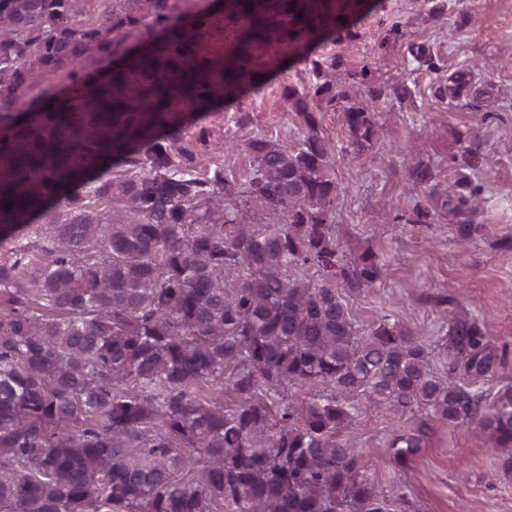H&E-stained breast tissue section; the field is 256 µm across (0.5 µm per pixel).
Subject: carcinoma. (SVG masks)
Wrapping results in <instances>:
<instances>
[{
  "label": "carcinoma",
  "instance_id": "1",
  "mask_svg": "<svg viewBox=\"0 0 512 512\" xmlns=\"http://www.w3.org/2000/svg\"><path fill=\"white\" fill-rule=\"evenodd\" d=\"M0 0V512H388L355 449L340 436L362 391L398 411L420 401L455 424L489 430L512 470V390L490 406L435 379L426 347L407 328L358 336L336 289L288 275L313 261L359 284L380 276L376 256L336 274L332 210L338 186L316 113L292 90L306 134L289 150L255 134L250 193L282 219L248 224L224 195V176L193 174L188 117L261 86L255 59L282 38L293 61L311 46L356 37L349 0H237L236 42L203 55L210 25L199 12L155 50L112 69L77 97L39 96L22 118L18 91L44 76L78 80L93 53L113 56L169 0ZM312 61V60H310ZM312 61L314 95L347 98L356 75ZM351 146L377 136L366 106L344 111ZM178 149L184 165L171 161ZM458 181L441 206L476 210ZM457 363L484 377L496 356L478 322L448 318ZM308 398L280 414L270 391ZM239 398L224 407V390ZM422 433L389 443L406 467ZM190 474L189 479L181 473Z\"/></svg>",
  "mask_w": 512,
  "mask_h": 512
}]
</instances>
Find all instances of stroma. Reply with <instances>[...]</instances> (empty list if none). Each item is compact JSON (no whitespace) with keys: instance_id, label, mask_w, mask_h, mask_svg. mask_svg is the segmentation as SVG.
Segmentation results:
<instances>
[{"instance_id":"stroma-1","label":"stroma","mask_w":512,"mask_h":512,"mask_svg":"<svg viewBox=\"0 0 512 512\" xmlns=\"http://www.w3.org/2000/svg\"><path fill=\"white\" fill-rule=\"evenodd\" d=\"M378 0L354 24L355 39H327L312 58H336L352 72L370 68L367 83L327 103L315 97L309 64L288 60V45L266 51L280 68L257 90H247L210 115L188 120L185 138L206 134L210 143L196 160L197 177L224 174V192L245 206L254 223H275L274 213L248 191L253 161L248 152H222L218 143L254 132L288 148L304 136L297 112L288 108L287 89L308 97L318 134L329 141V172L341 192L333 209L336 263L352 267L373 252L382 267L372 284L335 278L333 285L359 335L382 323L409 328L429 353L433 376L447 380L448 327L444 312L476 320L497 355L488 376L455 377L492 405L512 389V0ZM423 49L425 57L415 58ZM463 76L459 96L451 78ZM406 87L399 98L391 85ZM370 105L378 134L358 153L350 146L344 111ZM249 116L240 125L241 116ZM429 166L432 179L415 184L410 171ZM468 181L485 200L471 217L472 235L461 246L458 219L437 203L449 185ZM363 412L342 436L366 463L389 512H512V473L491 434L480 427L437 418L418 403L404 411L365 408V396L348 395ZM423 429L419 456L397 466L387 445L397 431Z\"/></svg>"}]
</instances>
